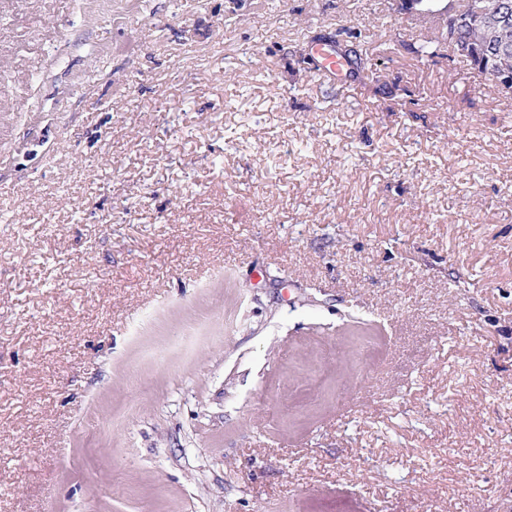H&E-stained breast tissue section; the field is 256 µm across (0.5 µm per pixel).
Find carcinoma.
<instances>
[{
  "label": "carcinoma",
  "mask_w": 512,
  "mask_h": 512,
  "mask_svg": "<svg viewBox=\"0 0 512 512\" xmlns=\"http://www.w3.org/2000/svg\"><path fill=\"white\" fill-rule=\"evenodd\" d=\"M443 34L453 55L494 81L512 74V0H454Z\"/></svg>",
  "instance_id": "obj_1"
}]
</instances>
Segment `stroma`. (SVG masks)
I'll use <instances>...</instances> for the list:
<instances>
[{"label":"stroma","instance_id":"35a3bbf8","mask_svg":"<svg viewBox=\"0 0 512 512\" xmlns=\"http://www.w3.org/2000/svg\"><path fill=\"white\" fill-rule=\"evenodd\" d=\"M392 4L0 0V512H512V92ZM334 48L327 49L321 43L314 44L313 52L320 58L318 76L321 80H328L336 76V72L343 68V61L336 56Z\"/></svg>","mask_w":512,"mask_h":512}]
</instances>
